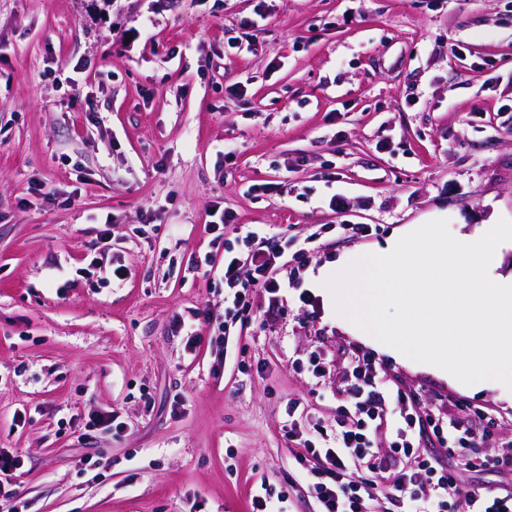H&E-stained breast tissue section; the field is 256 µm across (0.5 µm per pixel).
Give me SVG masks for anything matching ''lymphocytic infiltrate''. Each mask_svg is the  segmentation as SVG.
Wrapping results in <instances>:
<instances>
[{"label":"lymphocytic infiltrate","instance_id":"f902f5d3","mask_svg":"<svg viewBox=\"0 0 512 512\" xmlns=\"http://www.w3.org/2000/svg\"><path fill=\"white\" fill-rule=\"evenodd\" d=\"M207 230L211 249L199 265L218 272L224 312L232 316L249 309L258 289L277 306L280 291L298 285L319 239L313 233L272 248L266 228L236 223L226 211ZM342 373L334 422L311 414L297 419L300 401L286 406L293 467L305 471L320 512H377L403 499L411 512H512L511 489L467 482L466 473L489 464L512 477V454L481 457L491 434L473 416H458L456 402H449L447 418L432 417L415 394L380 375L366 353L352 354ZM433 441L439 451L428 450Z\"/></svg>","mask_w":512,"mask_h":512}]
</instances>
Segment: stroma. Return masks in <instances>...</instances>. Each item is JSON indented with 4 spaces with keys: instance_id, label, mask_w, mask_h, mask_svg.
<instances>
[{
    "instance_id": "1",
    "label": "stroma",
    "mask_w": 512,
    "mask_h": 512,
    "mask_svg": "<svg viewBox=\"0 0 512 512\" xmlns=\"http://www.w3.org/2000/svg\"><path fill=\"white\" fill-rule=\"evenodd\" d=\"M36 183L78 195L27 205ZM216 204L300 238L331 225L316 269L407 224L512 220V0H0V448L27 512H250L261 480L319 512L288 481L284 411L333 416L339 379L291 363L364 343L304 278L265 332L255 293L231 329L246 355L216 360L224 286L195 268ZM106 224L119 280L86 271ZM196 307L191 355L174 319ZM374 358L434 415L453 398L512 440V389ZM105 411L125 432L85 444Z\"/></svg>"
}]
</instances>
